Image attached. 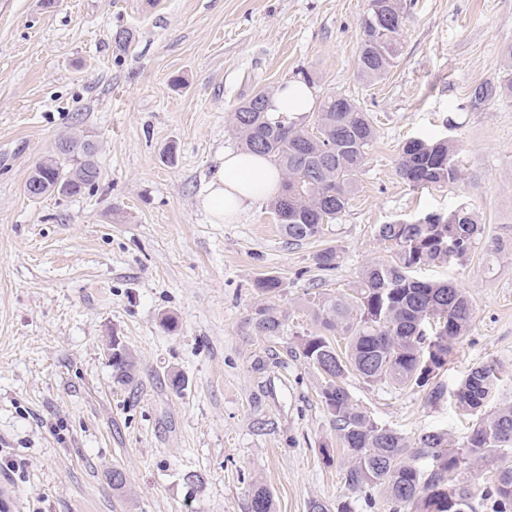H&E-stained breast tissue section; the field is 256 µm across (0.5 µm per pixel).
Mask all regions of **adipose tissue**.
I'll return each mask as SVG.
<instances>
[{
	"instance_id": "adipose-tissue-1",
	"label": "adipose tissue",
	"mask_w": 512,
	"mask_h": 512,
	"mask_svg": "<svg viewBox=\"0 0 512 512\" xmlns=\"http://www.w3.org/2000/svg\"><path fill=\"white\" fill-rule=\"evenodd\" d=\"M313 102L308 85L288 81L271 96L269 110L275 116L296 120L310 111ZM280 183L278 168L266 157L243 150L228 151L220 158L200 205L213 223L228 224L256 202L277 197Z\"/></svg>"
}]
</instances>
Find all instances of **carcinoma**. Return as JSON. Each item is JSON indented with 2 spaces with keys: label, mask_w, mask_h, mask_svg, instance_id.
Segmentation results:
<instances>
[{
  "label": "carcinoma",
  "mask_w": 512,
  "mask_h": 512,
  "mask_svg": "<svg viewBox=\"0 0 512 512\" xmlns=\"http://www.w3.org/2000/svg\"><path fill=\"white\" fill-rule=\"evenodd\" d=\"M403 23L402 0H369L361 19V79L381 80L395 66ZM479 90L482 98L471 99L474 108L512 94V85L486 84ZM269 98L270 93L261 90L243 99L232 110L230 123L245 149L267 156L279 168L281 191L270 209L288 242L297 245L321 237L324 226L349 207L376 129L360 105L344 96L323 97L298 121L273 117ZM96 151L86 138H60L52 158L31 171L24 193L81 194L99 180ZM398 171L414 187L455 183L462 176L457 148L450 140L407 141ZM375 233L394 257L364 268L350 292L313 303L320 331L297 343L299 354L323 377L321 401L350 457L343 473L345 485L367 505L376 491L384 490L392 512H512V457L504 453L512 447V401L481 412L498 385L494 364L471 367L457 383L455 403L474 417L470 434L457 446L443 431H428L409 442L371 418L346 387L347 377L355 374L369 384L420 389L448 365L454 345L473 320V303L453 283L420 280L415 272L464 259L480 239L482 225L460 205L446 215L379 224ZM339 258L337 248L329 246L315 255V264L331 270ZM255 288L249 323L263 336L280 335L285 313L273 298L280 295L282 281L267 275L256 281ZM336 334L346 339L342 350L332 340ZM111 366L115 382H133L136 361L126 345L119 344ZM486 463L493 469L483 484L473 483L467 470ZM307 508L354 512L348 500L331 505L312 499ZM251 512H272L271 493L261 484L253 487Z\"/></svg>",
  "instance_id": "obj_1"
}]
</instances>
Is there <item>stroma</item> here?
<instances>
[{
  "label": "stroma",
  "instance_id": "obj_1",
  "mask_svg": "<svg viewBox=\"0 0 512 512\" xmlns=\"http://www.w3.org/2000/svg\"><path fill=\"white\" fill-rule=\"evenodd\" d=\"M367 3L0 0V453L15 463L0 470L10 494L0 512H251L257 484L273 512L349 497L346 453L322 460V443L338 438L297 341L317 329L313 294L344 293L390 259L374 230L396 219L463 204L484 224L464 260L423 272L454 281L475 310L438 380L454 386L491 359L500 392L512 391V96L468 106L480 84L512 83V0H404L401 57L373 83L358 72ZM307 76L315 98L355 100L377 130L349 208L300 245L264 201L211 223L199 198L240 146L231 109ZM71 134L97 143L98 183L26 196L31 169ZM412 137L454 141L461 181L401 179ZM328 245L340 261L323 271L314 256ZM266 274L281 279L287 313L271 337L248 324ZM115 336L137 357L129 385L112 379ZM173 371L185 390L171 389ZM347 385L407 438L467 431L449 401L354 375ZM116 465L127 470L120 491Z\"/></svg>",
  "mask_w": 512,
  "mask_h": 512
}]
</instances>
